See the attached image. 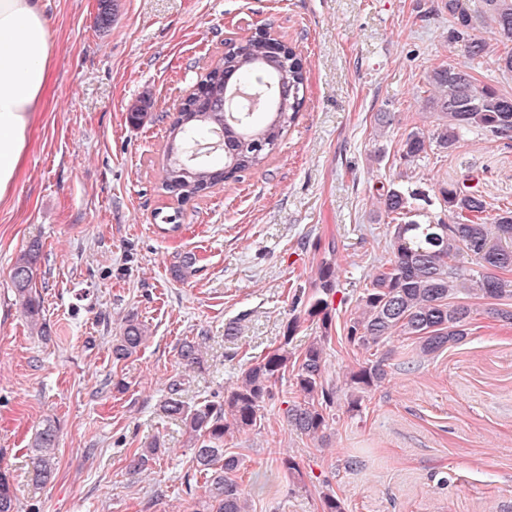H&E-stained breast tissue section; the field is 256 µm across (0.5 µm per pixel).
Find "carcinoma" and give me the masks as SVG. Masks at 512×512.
<instances>
[{
  "label": "carcinoma",
  "mask_w": 512,
  "mask_h": 512,
  "mask_svg": "<svg viewBox=\"0 0 512 512\" xmlns=\"http://www.w3.org/2000/svg\"><path fill=\"white\" fill-rule=\"evenodd\" d=\"M484 15L500 36L503 49L497 53L499 70L512 73V0H483ZM451 39L476 62L491 46L471 34L474 16L458 0H448ZM306 70L302 57L285 41L257 36L230 40L224 54L202 77L201 100L177 113L169 127L164 150L161 189L183 203L217 185L236 180L237 174L261 166L301 111L305 98L295 94L304 88ZM433 94L426 108L438 120L437 130H412L401 140L400 159L413 163L437 146L452 151L472 132L512 138V95L490 84H480L466 68L440 65L428 76ZM451 224H420L408 218L417 193L396 185L382 195L383 210L392 224V258L363 289L358 315L350 319V342L370 349L396 333L420 340L428 356L467 336V326L476 309L458 301L477 295L500 301L512 296V209L491 211L482 192L466 183H450L439 189ZM39 243L17 255L11 272L16 295L38 331L40 302L32 294ZM196 257L185 255L172 268L175 278L192 274ZM316 292L305 314L328 321V301L334 288V271L325 263L315 280ZM150 338L149 328L127 320L122 336L112 345V355L121 361L135 354ZM179 356L189 366L200 364L199 345L183 343ZM288 364L286 351L277 348L245 369L237 387L222 400H205L189 406L174 383L162 404L163 413L180 421L186 443L193 451L197 470L205 476V498L195 512H247L244 489L236 473L241 459L224 454V436L245 433L261 419L265 399L282 378ZM321 341L311 342L295 360V385L301 400L288 405V426L297 433L324 437L328 422L325 410L335 391L323 379ZM387 377L384 360L363 366L350 375V383L362 389L379 386ZM39 468L34 479L45 483L52 476L57 448V428L46 425L35 437ZM162 448L152 440L129 458L131 472L148 466ZM0 512H16L15 496L7 474L0 472Z\"/></svg>",
  "instance_id": "carcinoma-1"
}]
</instances>
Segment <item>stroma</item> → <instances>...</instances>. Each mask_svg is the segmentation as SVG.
<instances>
[{
    "label": "stroma",
    "mask_w": 512,
    "mask_h": 512,
    "mask_svg": "<svg viewBox=\"0 0 512 512\" xmlns=\"http://www.w3.org/2000/svg\"><path fill=\"white\" fill-rule=\"evenodd\" d=\"M446 0H43L52 81L29 136L11 199L0 204V470L17 512H193L205 479L181 424L160 404L173 383L189 404L223 398L242 371L283 344L291 355L322 340L326 383L337 392L324 438L292 431L299 400L286 370L252 430L225 437L249 512H512V324L477 313L463 341L435 354L395 334L388 376L349 411L352 371L376 349L347 340L356 300L391 256L384 187L427 195L419 223L447 219L442 185L472 178L512 208V139L469 134L454 151L399 159L412 129L431 132L427 75L466 59L450 39ZM267 28L306 69L305 103L264 165L178 204L161 189L166 131L180 97L228 38ZM149 100L141 126L128 109ZM391 122L379 127L377 115ZM181 210L178 229L156 212ZM42 245L33 291L45 336L31 331L14 294L21 250ZM196 257L175 280L177 255ZM336 270L330 323L303 314L322 263ZM151 336L115 361L127 318ZM200 344L186 369L183 342ZM59 428L56 471L35 486L30 443ZM165 442L135 474L130 455ZM298 469H281L283 457Z\"/></svg>",
    "instance_id": "1"
}]
</instances>
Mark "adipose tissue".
<instances>
[{"label": "adipose tissue", "mask_w": 512, "mask_h": 512, "mask_svg": "<svg viewBox=\"0 0 512 512\" xmlns=\"http://www.w3.org/2000/svg\"><path fill=\"white\" fill-rule=\"evenodd\" d=\"M51 71L41 0H0V203L18 180Z\"/></svg>", "instance_id": "ef3b65f1"}]
</instances>
